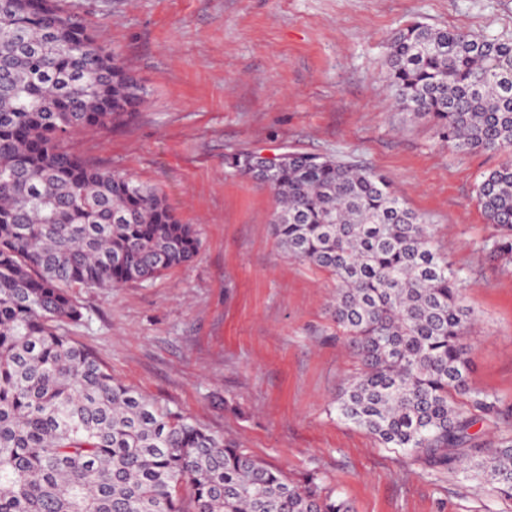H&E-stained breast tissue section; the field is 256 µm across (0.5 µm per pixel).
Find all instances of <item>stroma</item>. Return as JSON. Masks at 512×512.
<instances>
[{
    "label": "stroma",
    "mask_w": 512,
    "mask_h": 512,
    "mask_svg": "<svg viewBox=\"0 0 512 512\" xmlns=\"http://www.w3.org/2000/svg\"><path fill=\"white\" fill-rule=\"evenodd\" d=\"M146 90L131 117L75 136L72 150L156 188L200 230L188 266L124 288L76 291L71 330L112 375L297 480L322 473L353 512H512L462 472L437 473L341 420L357 363L336 338V284L288 258L273 191L224 173L225 155L298 151L385 176L464 268L473 387L512 423V272L483 248L475 201L502 154L448 148L400 112L386 39L419 20L512 41V0H61Z\"/></svg>",
    "instance_id": "35a3bbf8"
}]
</instances>
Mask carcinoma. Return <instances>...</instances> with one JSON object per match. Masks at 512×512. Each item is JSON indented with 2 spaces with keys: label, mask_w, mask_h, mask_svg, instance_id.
Instances as JSON below:
<instances>
[{
  "label": "carcinoma",
  "mask_w": 512,
  "mask_h": 512,
  "mask_svg": "<svg viewBox=\"0 0 512 512\" xmlns=\"http://www.w3.org/2000/svg\"><path fill=\"white\" fill-rule=\"evenodd\" d=\"M0 0V512H352L317 473L295 483L112 376L70 335L72 290L122 288L191 262L200 239L161 193L68 141L120 120L144 87L58 0ZM403 112L461 152L511 159L481 175L490 254L512 267V42L413 21L388 38ZM287 256L336 280L331 318L359 363L337 416L432 470H469L512 497V428L470 429L501 400L470 385L463 269L381 174L289 151L268 173Z\"/></svg>",
  "instance_id": "obj_1"
}]
</instances>
